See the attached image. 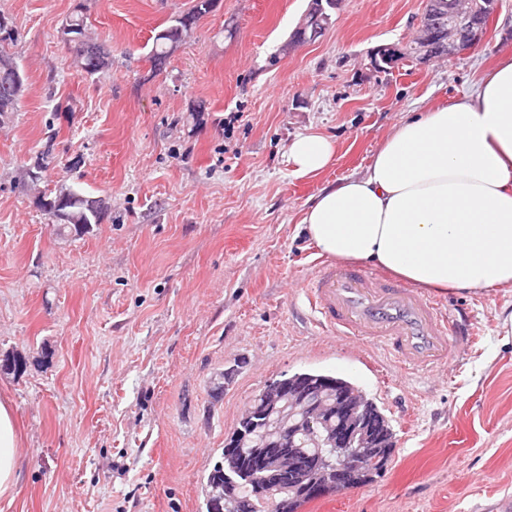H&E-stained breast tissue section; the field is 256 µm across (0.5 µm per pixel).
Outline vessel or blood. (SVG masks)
<instances>
[{"mask_svg":"<svg viewBox=\"0 0 512 512\" xmlns=\"http://www.w3.org/2000/svg\"><path fill=\"white\" fill-rule=\"evenodd\" d=\"M302 288L320 327L370 343L405 367L446 361L459 341L437 299L386 275L328 263Z\"/></svg>","mask_w":512,"mask_h":512,"instance_id":"b4317fda","label":"vessel or blood"}]
</instances>
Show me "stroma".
<instances>
[{
    "label": "stroma",
    "mask_w": 512,
    "mask_h": 512,
    "mask_svg": "<svg viewBox=\"0 0 512 512\" xmlns=\"http://www.w3.org/2000/svg\"><path fill=\"white\" fill-rule=\"evenodd\" d=\"M308 3L219 0L156 73L153 37L192 0H0L27 77L0 126V360H27L0 372L26 447L0 512H206L242 411L309 370L373 399L396 450L371 484L301 512H493L512 498V292L440 296L470 339L405 370L314 323L301 285L321 258L297 227L396 122L512 51V0L473 50L389 72L371 52L409 41L424 0H343L319 40L288 49ZM77 9L112 54L92 78L61 36ZM309 133L336 158L299 177L287 150ZM48 143L58 166L40 190L63 179L108 204L83 234H59L21 180Z\"/></svg>",
    "instance_id": "1"
}]
</instances>
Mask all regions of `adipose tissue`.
I'll list each match as a JSON object with an SVG mask.
<instances>
[{"instance_id":"ef3b65f1","label":"adipose tissue","mask_w":512,"mask_h":512,"mask_svg":"<svg viewBox=\"0 0 512 512\" xmlns=\"http://www.w3.org/2000/svg\"><path fill=\"white\" fill-rule=\"evenodd\" d=\"M331 139L297 137L299 176L324 170ZM300 224L320 256L370 264L440 294L512 290V52L445 105L399 122L362 176L323 188ZM25 448L0 397V500L13 498Z\"/></svg>"}]
</instances>
